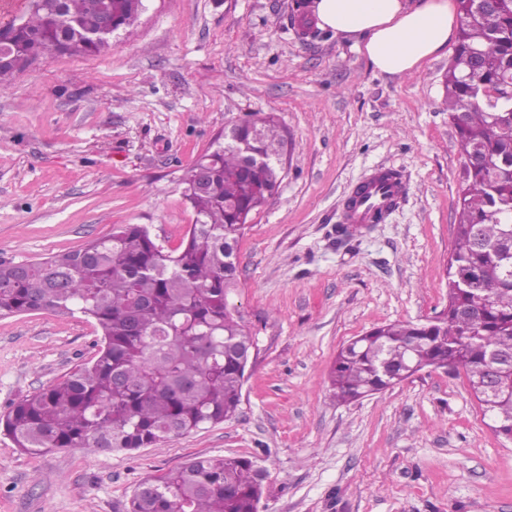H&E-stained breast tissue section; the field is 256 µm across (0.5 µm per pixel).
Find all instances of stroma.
I'll return each mask as SVG.
<instances>
[{"label": "stroma", "mask_w": 512, "mask_h": 512, "mask_svg": "<svg viewBox=\"0 0 512 512\" xmlns=\"http://www.w3.org/2000/svg\"><path fill=\"white\" fill-rule=\"evenodd\" d=\"M310 0H144L94 56L41 58L0 93V258L41 261L146 225L176 248L182 178L234 124L274 113L291 149L238 245L230 308L257 341L237 415L158 446L29 454L0 430V512H127L146 478L198 456L267 473L259 512H512V440L463 370L423 369L350 404L342 345L448 304L462 157L442 77L377 71L353 39L303 33ZM392 167L408 192L380 224L336 234L352 190ZM91 320L0 316V415L90 360Z\"/></svg>", "instance_id": "1"}]
</instances>
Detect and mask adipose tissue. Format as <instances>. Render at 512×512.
Returning a JSON list of instances; mask_svg holds the SVG:
<instances>
[{"mask_svg":"<svg viewBox=\"0 0 512 512\" xmlns=\"http://www.w3.org/2000/svg\"><path fill=\"white\" fill-rule=\"evenodd\" d=\"M321 27L356 39L359 52L386 74L419 71L443 51L456 24L453 0H313Z\"/></svg>","mask_w":512,"mask_h":512,"instance_id":"obj_1","label":"adipose tissue"}]
</instances>
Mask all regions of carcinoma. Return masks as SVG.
Wrapping results in <instances>:
<instances>
[{
  "label": "carcinoma",
  "instance_id": "carcinoma-1",
  "mask_svg": "<svg viewBox=\"0 0 512 512\" xmlns=\"http://www.w3.org/2000/svg\"><path fill=\"white\" fill-rule=\"evenodd\" d=\"M143 0H27L3 25L0 90L9 77L56 54H94L110 45L88 35L109 9L119 27ZM457 45L444 75L448 119L463 168L448 307L421 323L377 326L342 347L331 369L332 397L359 401L395 384L390 369L460 368L494 430L512 439V0L485 9L458 0ZM499 94L490 111L474 92ZM237 135L263 160L242 169L236 141L204 153L184 192L196 222L174 249L141 224H119L78 250L37 262L0 260V316L49 310L93 320L96 355L61 382L15 402L0 425L16 446L135 451L233 418L241 404L247 348L256 343L228 294L249 216L279 186L285 139L272 115L247 119ZM207 171L197 188L194 172ZM261 470L242 456L196 457L143 480L128 512H259Z\"/></svg>",
  "mask_w": 512,
  "mask_h": 512
}]
</instances>
